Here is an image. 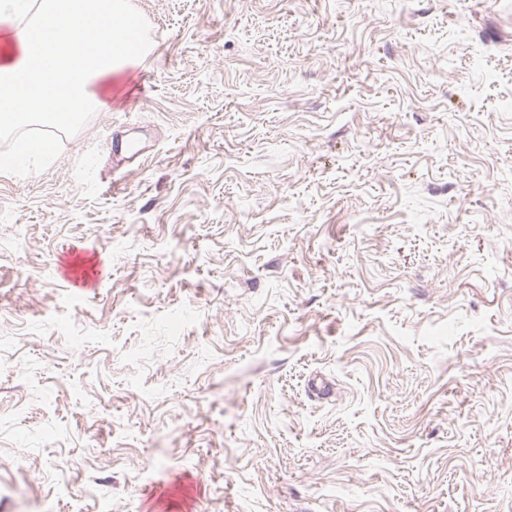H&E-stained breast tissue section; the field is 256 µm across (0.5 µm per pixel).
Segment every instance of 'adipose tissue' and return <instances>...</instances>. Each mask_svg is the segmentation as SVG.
<instances>
[{"label":"adipose tissue","instance_id":"obj_1","mask_svg":"<svg viewBox=\"0 0 512 512\" xmlns=\"http://www.w3.org/2000/svg\"><path fill=\"white\" fill-rule=\"evenodd\" d=\"M52 40L33 38L30 12ZM0 128L23 122L65 127L107 107L112 77L141 55L128 0H0Z\"/></svg>","mask_w":512,"mask_h":512}]
</instances>
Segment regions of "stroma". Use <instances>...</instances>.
Listing matches in <instances>:
<instances>
[{
    "label": "stroma",
    "mask_w": 512,
    "mask_h": 512,
    "mask_svg": "<svg viewBox=\"0 0 512 512\" xmlns=\"http://www.w3.org/2000/svg\"><path fill=\"white\" fill-rule=\"evenodd\" d=\"M130 5L0 169V512H512V0Z\"/></svg>",
    "instance_id": "stroma-1"
}]
</instances>
